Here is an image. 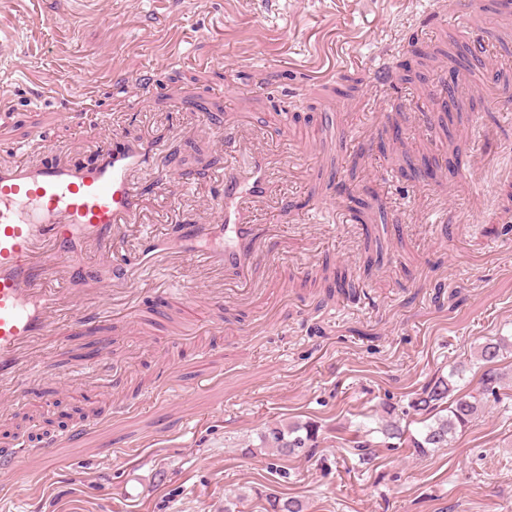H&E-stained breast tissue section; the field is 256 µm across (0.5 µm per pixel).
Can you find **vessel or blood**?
Returning a JSON list of instances; mask_svg holds the SVG:
<instances>
[{"label": "vessel or blood", "instance_id": "b4317fda", "mask_svg": "<svg viewBox=\"0 0 512 512\" xmlns=\"http://www.w3.org/2000/svg\"><path fill=\"white\" fill-rule=\"evenodd\" d=\"M262 137H238L237 148L250 151L253 165L224 170V203L214 224H189L172 238L140 223L138 173L153 158L148 149L107 134L97 162L77 166L55 160L58 144L41 128L30 134V147L49 154L51 162L0 167V404L16 402L34 384L29 358L42 337L51 335L61 310L86 327L111 317L104 304L87 309L82 298L63 303L62 279H81L89 292L103 296L91 267H72L78 248L109 245L122 249L127 232L145 241V264L163 263L195 275L212 270L249 282L262 260L249 212L275 189L272 160ZM51 459L50 444L22 448L17 459H0V472L16 471L18 458Z\"/></svg>", "mask_w": 512, "mask_h": 512}]
</instances>
